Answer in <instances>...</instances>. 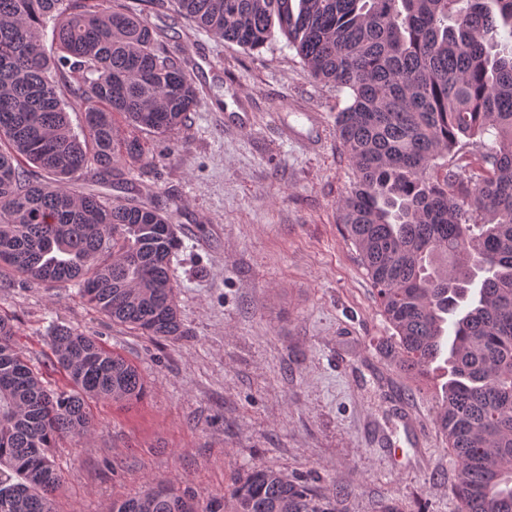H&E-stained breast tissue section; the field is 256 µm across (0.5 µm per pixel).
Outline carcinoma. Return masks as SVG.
<instances>
[{
	"mask_svg": "<svg viewBox=\"0 0 512 512\" xmlns=\"http://www.w3.org/2000/svg\"><path fill=\"white\" fill-rule=\"evenodd\" d=\"M0 0V270L73 282L105 316L155 338L186 333L172 216L106 181L168 142L200 97L185 50L147 21L170 5L245 50L279 31L307 76L349 91L336 132L356 170L339 205L347 240L393 329L396 366L428 373L452 339L436 424L462 512H512V0ZM53 24L51 43L43 39ZM84 112L70 126L69 104ZM130 135L117 138L115 116ZM0 317V512H53V439L89 432V401L143 393L135 366L75 329L48 345L68 388L45 385ZM112 512H336L257 468L202 506L165 483Z\"/></svg>",
	"mask_w": 512,
	"mask_h": 512,
	"instance_id": "cac0c4a2",
	"label": "carcinoma"
}]
</instances>
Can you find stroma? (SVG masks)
<instances>
[{
	"label": "stroma",
	"mask_w": 512,
	"mask_h": 512,
	"mask_svg": "<svg viewBox=\"0 0 512 512\" xmlns=\"http://www.w3.org/2000/svg\"><path fill=\"white\" fill-rule=\"evenodd\" d=\"M148 21L178 35L200 103L170 144L148 140L151 159L122 179L174 212L171 269L187 333L142 335L71 283L0 289V316L52 387L65 383L51 362L52 325L93 336L145 384L139 400L91 402L90 432L57 439L55 512H111L113 499L154 481L206 502L258 466L335 493L342 512H461L435 377H409L388 359L392 330L339 224L355 178L336 134L346 94L308 79L282 34L248 51L168 9ZM338 351L349 374L336 370ZM386 373L424 421L429 469L414 461Z\"/></svg>",
	"instance_id": "obj_1"
}]
</instances>
